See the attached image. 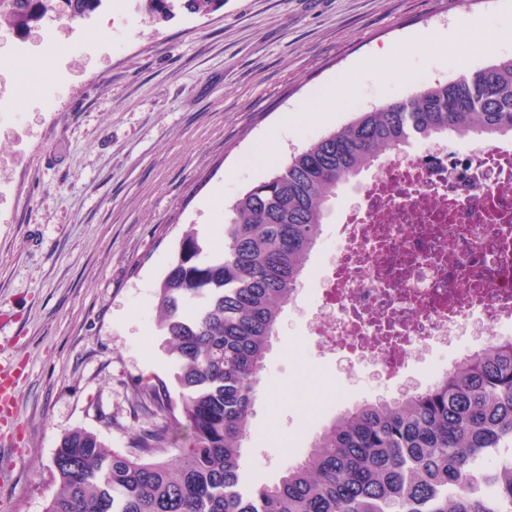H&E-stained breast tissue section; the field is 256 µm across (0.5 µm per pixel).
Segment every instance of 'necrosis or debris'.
I'll return each instance as SVG.
<instances>
[{"label":"necrosis or debris","instance_id":"4bbe7bcc","mask_svg":"<svg viewBox=\"0 0 512 512\" xmlns=\"http://www.w3.org/2000/svg\"><path fill=\"white\" fill-rule=\"evenodd\" d=\"M336 227L312 329L320 352L388 381L428 344L512 334V143L386 150Z\"/></svg>","mask_w":512,"mask_h":512}]
</instances>
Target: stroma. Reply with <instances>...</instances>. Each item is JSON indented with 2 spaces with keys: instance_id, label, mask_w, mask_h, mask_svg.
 Segmentation results:
<instances>
[{
  "instance_id": "35a3bbf8",
  "label": "stroma",
  "mask_w": 512,
  "mask_h": 512,
  "mask_svg": "<svg viewBox=\"0 0 512 512\" xmlns=\"http://www.w3.org/2000/svg\"><path fill=\"white\" fill-rule=\"evenodd\" d=\"M64 24L50 12L31 30L0 27V52L28 46L0 71L17 103L0 112V368L20 371L0 414V512H45L68 431L127 454L161 425L133 384L178 391L156 291L185 230L220 241L239 197L360 113L512 60V0H224L205 16L173 0L165 20L144 0H102L77 57ZM50 30L60 43L47 57ZM440 31L455 36L447 54L411 52ZM58 69L66 86L47 112L44 77ZM271 135L276 154L260 161ZM336 246L323 224L261 372L241 464L269 483L329 419L399 396L370 368L345 379L309 332L311 278ZM474 350L459 337L407 374L426 388Z\"/></svg>"
}]
</instances>
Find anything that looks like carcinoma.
Segmentation results:
<instances>
[{
    "label": "carcinoma",
    "instance_id": "1",
    "mask_svg": "<svg viewBox=\"0 0 512 512\" xmlns=\"http://www.w3.org/2000/svg\"><path fill=\"white\" fill-rule=\"evenodd\" d=\"M39 0L0 9V26L38 21ZM223 0H184L207 15ZM512 135V60L363 112L322 137L231 208L212 251L193 229L157 291L156 328L180 401L162 383L134 392L162 425L133 451L63 435L46 512H512V339L457 361L436 384L365 401L326 425L279 481L244 484L259 375L336 191L411 137Z\"/></svg>",
    "mask_w": 512,
    "mask_h": 512
}]
</instances>
